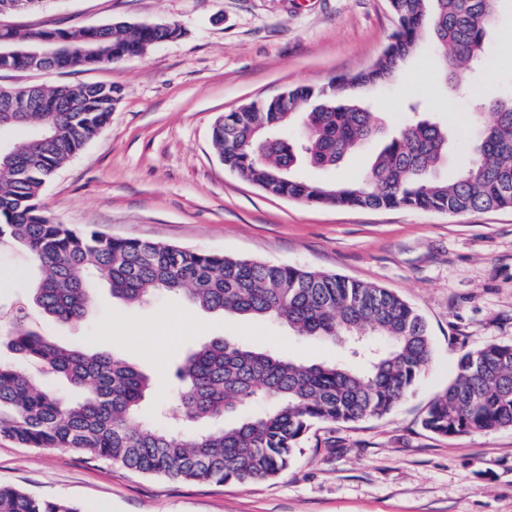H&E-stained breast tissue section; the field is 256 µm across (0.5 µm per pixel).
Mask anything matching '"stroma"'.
Listing matches in <instances>:
<instances>
[{"label":"stroma","mask_w":512,"mask_h":512,"mask_svg":"<svg viewBox=\"0 0 512 512\" xmlns=\"http://www.w3.org/2000/svg\"><path fill=\"white\" fill-rule=\"evenodd\" d=\"M115 22L173 23L181 34L144 55L94 69L0 74L2 85L97 83L116 89L112 116L47 183L41 202L56 223L114 237L307 267L379 286L425 319L433 358L390 414L318 424L278 478L240 485L136 473L64 448H25L0 437V482L79 512H512V428L439 436L422 424L456 376L459 356L512 344V209L448 216L352 209L265 193L225 169L211 142L224 112L299 85H323L373 64L394 29L388 0H46L0 15V26L77 29ZM512 6L503 5L487 42L497 76L478 78L498 96L512 86ZM423 42L401 81L367 94L389 126L402 101L422 100L447 122L449 169L466 155L468 106L438 78ZM380 147L368 144L307 179L356 181ZM36 275L22 250L0 252V323ZM81 322L30 311L42 335L121 356L153 381L139 418L158 421L176 370L192 349L224 337L299 361L345 360L344 344L315 341L266 320L210 313L165 291L146 303L113 299L104 282Z\"/></svg>","instance_id":"35a3bbf8"}]
</instances>
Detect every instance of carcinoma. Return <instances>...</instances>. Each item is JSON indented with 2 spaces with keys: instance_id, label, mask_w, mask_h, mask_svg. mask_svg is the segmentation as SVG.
Wrapping results in <instances>:
<instances>
[{
  "instance_id": "carcinoma-1",
  "label": "carcinoma",
  "mask_w": 512,
  "mask_h": 512,
  "mask_svg": "<svg viewBox=\"0 0 512 512\" xmlns=\"http://www.w3.org/2000/svg\"><path fill=\"white\" fill-rule=\"evenodd\" d=\"M42 0H0V15ZM502 0H390L396 20L382 55L350 79L287 90L286 101H251L224 113L212 145L224 167L266 193L327 206L405 207L460 215L512 208V91L485 99L463 82L475 67L488 73L486 49ZM179 28L151 23L104 24L56 31L8 29L17 70L96 67L144 54ZM434 42L438 75L468 101L467 157L454 178L448 127L424 116L400 125L358 183L304 179L305 162L332 169L377 136L381 119L358 95L402 79L421 41ZM29 112H0V130L34 134L0 155V249L27 252L41 273L29 303L45 315L80 321L94 303L91 284L106 281L112 297L140 303L158 290L210 312L280 321L321 341L365 336L385 347L351 351L353 363H303L222 339L189 352L172 415L219 425L198 432L132 424L150 379L115 354L53 341L33 330L26 306L0 330V436L28 448H65L146 475L216 483L274 479L290 468L318 423H356L391 413L426 373L433 356L420 313L385 288L319 271L227 256L140 238L78 230L47 217L40 193L53 173L107 125L114 89L102 84L33 86ZM298 135L290 138L291 128ZM60 375L83 392L63 399L29 372ZM261 412H253L257 403ZM237 413L240 419L222 423ZM423 426L440 436L512 428V344L461 354L454 381L431 402ZM0 512H79L62 500L0 484Z\"/></svg>"
}]
</instances>
